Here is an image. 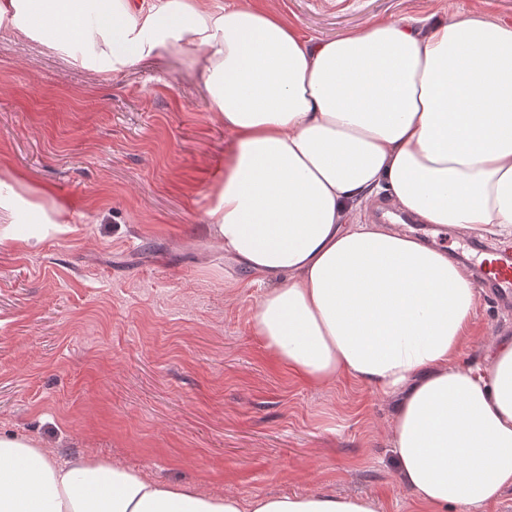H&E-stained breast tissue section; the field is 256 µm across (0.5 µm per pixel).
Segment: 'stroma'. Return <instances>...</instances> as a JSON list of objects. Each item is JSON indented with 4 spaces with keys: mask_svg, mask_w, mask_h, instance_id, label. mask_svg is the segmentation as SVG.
Listing matches in <instances>:
<instances>
[{
    "mask_svg": "<svg viewBox=\"0 0 512 512\" xmlns=\"http://www.w3.org/2000/svg\"><path fill=\"white\" fill-rule=\"evenodd\" d=\"M254 2L316 42L405 16L512 22V0ZM232 140L192 49L106 74L0 31V170L51 188L74 228L30 251L0 243V435L207 493L418 512L392 462L393 399L309 384L252 333L261 288L201 221ZM472 321L466 361L512 332L482 299Z\"/></svg>",
    "mask_w": 512,
    "mask_h": 512,
    "instance_id": "stroma-1",
    "label": "stroma"
}]
</instances>
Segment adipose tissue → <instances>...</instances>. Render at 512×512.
Masks as SVG:
<instances>
[{
  "mask_svg": "<svg viewBox=\"0 0 512 512\" xmlns=\"http://www.w3.org/2000/svg\"><path fill=\"white\" fill-rule=\"evenodd\" d=\"M0 25L111 73L195 50L233 134L208 234L264 291L251 328L314 385L394 397L398 480L422 512H482L512 489V336L464 363L476 290L446 249L351 215L385 191L420 223L512 238V24L375 22L331 41L213 0H0ZM73 228L50 190L0 175V241ZM0 512H378L370 497L253 498L0 436Z\"/></svg>",
  "mask_w": 512,
  "mask_h": 512,
  "instance_id": "1",
  "label": "adipose tissue"
}]
</instances>
